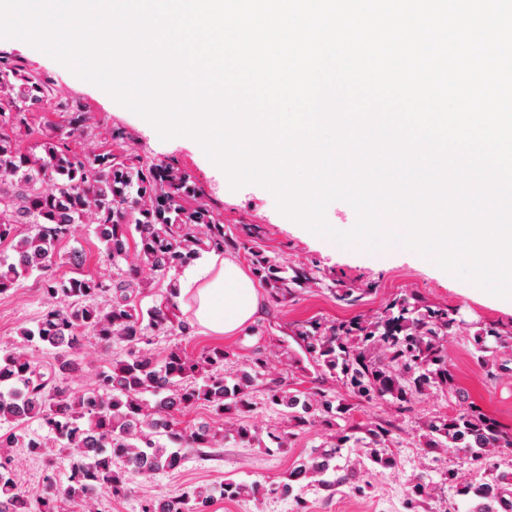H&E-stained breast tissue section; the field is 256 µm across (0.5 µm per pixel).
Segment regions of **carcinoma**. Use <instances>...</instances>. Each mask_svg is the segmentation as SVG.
Masks as SVG:
<instances>
[{"instance_id": "cac0c4a2", "label": "carcinoma", "mask_w": 512, "mask_h": 512, "mask_svg": "<svg viewBox=\"0 0 512 512\" xmlns=\"http://www.w3.org/2000/svg\"><path fill=\"white\" fill-rule=\"evenodd\" d=\"M45 112L57 120L36 124L30 114ZM98 126L84 110L39 72L0 56V243L12 254L0 257V295L35 272L63 261L73 276L44 281L51 304L34 326L19 331L21 341L0 354V512H63L65 503H82L95 512L94 493L125 495L135 476L175 471L185 452L223 447L224 434L208 422L180 426L178 416L197 407L224 419L252 411L253 389L267 360L257 350L237 370L226 369L228 353L213 347L195 357L181 345L162 357L149 348L155 332H192L178 302V274L202 250L219 254L243 251L265 282L276 305L295 298L313 275L288 264L262 245L260 227L235 233L200 197L196 183L172 162H150L124 148L125 134L106 132L89 152L81 139ZM34 141L27 150L24 143ZM82 224L94 225L100 254L112 261L114 274L106 281L82 270L83 255L74 249L62 255L59 246L74 238ZM163 299L143 307L142 298L156 286ZM458 327L456 312L432 307L406 294L372 320H307L292 336L308 365L320 377L342 376L352 393L372 401L392 397L401 404L434 394H460L448 368V338ZM94 337L104 348L120 347L121 356L95 374L92 387L75 391L69 377L85 368L81 349ZM472 357L487 367L491 344L512 347V332L478 329L470 334ZM50 350L53 361L41 364L33 352ZM265 400L297 428L336 424L346 418L342 400L318 392L293 391L273 382ZM41 431L29 428L32 421ZM388 429L381 423L350 425L338 443L315 450L310 461L291 471L288 482L268 489L233 480L203 484L163 498L165 512H201L217 500L257 499L279 492L305 506L300 480L331 488L336 482L334 461L351 439L370 448L369 470L392 464L383 447ZM427 448H457L479 458L488 448H512V435L476 406L458 409L452 417H435L426 424ZM25 448L44 458L43 488L18 490L10 449ZM69 459L66 483L56 481L54 456ZM509 472L489 469L479 484L491 493L476 501L472 512L493 505L512 512V459ZM427 485L417 482L408 491L409 512H421Z\"/></svg>"}]
</instances>
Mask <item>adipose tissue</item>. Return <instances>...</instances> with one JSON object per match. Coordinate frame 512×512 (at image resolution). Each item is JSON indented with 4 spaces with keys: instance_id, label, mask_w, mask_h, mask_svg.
I'll return each mask as SVG.
<instances>
[{
    "instance_id": "adipose-tissue-1",
    "label": "adipose tissue",
    "mask_w": 512,
    "mask_h": 512,
    "mask_svg": "<svg viewBox=\"0 0 512 512\" xmlns=\"http://www.w3.org/2000/svg\"><path fill=\"white\" fill-rule=\"evenodd\" d=\"M179 285L178 302L197 325L216 335L240 330L260 308L261 296L249 273L214 252L204 253L188 268Z\"/></svg>"
}]
</instances>
